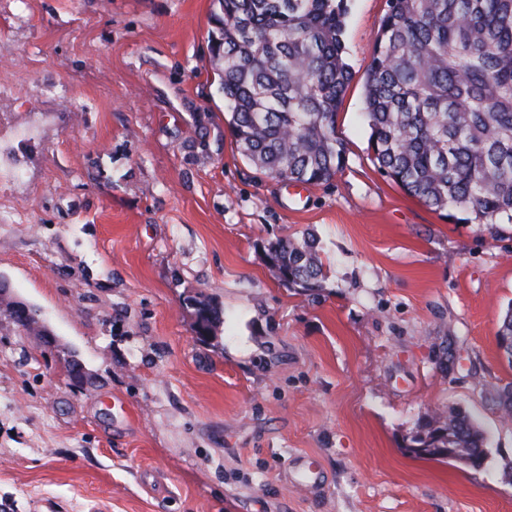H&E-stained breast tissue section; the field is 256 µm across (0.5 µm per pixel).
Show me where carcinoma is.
I'll return each mask as SVG.
<instances>
[{
  "mask_svg": "<svg viewBox=\"0 0 512 512\" xmlns=\"http://www.w3.org/2000/svg\"><path fill=\"white\" fill-rule=\"evenodd\" d=\"M212 50L237 148L269 177L331 181L343 163L336 114L352 80L346 0H217ZM373 160L408 195L466 221L512 224V0H388L364 79ZM290 288L319 287L308 236L269 244ZM220 312L199 303L197 323ZM415 445L462 465L488 437L453 410Z\"/></svg>",
  "mask_w": 512,
  "mask_h": 512,
  "instance_id": "1",
  "label": "carcinoma"
}]
</instances>
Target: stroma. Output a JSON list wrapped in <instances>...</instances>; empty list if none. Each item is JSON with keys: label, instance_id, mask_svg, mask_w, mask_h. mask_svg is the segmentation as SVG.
Instances as JSON below:
<instances>
[{"label": "stroma", "instance_id": "1", "mask_svg": "<svg viewBox=\"0 0 512 512\" xmlns=\"http://www.w3.org/2000/svg\"><path fill=\"white\" fill-rule=\"evenodd\" d=\"M347 5L344 162L313 185L241 158L214 0H0V280L48 329L0 314V512H512V224L374 162L387 0ZM309 233L325 276L286 287L268 245ZM449 409L482 423V468L410 453ZM304 459L317 489L288 477Z\"/></svg>", "mask_w": 512, "mask_h": 512}]
</instances>
